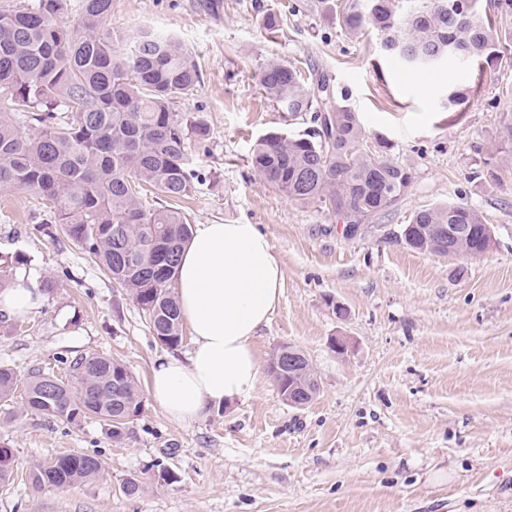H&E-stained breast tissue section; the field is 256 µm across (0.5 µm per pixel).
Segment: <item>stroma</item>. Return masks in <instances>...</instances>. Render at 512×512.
Returning a JSON list of instances; mask_svg holds the SVG:
<instances>
[{"mask_svg": "<svg viewBox=\"0 0 512 512\" xmlns=\"http://www.w3.org/2000/svg\"><path fill=\"white\" fill-rule=\"evenodd\" d=\"M309 2L112 0L109 28L170 34L199 67L195 91L173 109L203 115L209 134L188 142L198 178L177 208L195 227L257 225L281 261L282 293L253 341L256 391L175 422L148 379L156 359L187 354L190 332L159 344L147 314L78 245L47 235L45 200L0 196V254H21L33 284L56 283L29 316L0 318V363L23 380L39 368L65 374V359L95 352L124 363L144 392L118 441L99 420L50 419L18 396L0 407V446L13 461L0 512H512V176H475L512 117V40L493 65L450 59L402 74L375 36L349 37ZM269 10L278 29L262 23ZM272 61L324 73L368 145L383 141L413 173L403 200L355 236L343 216L292 203L249 162L260 136L311 126L262 93ZM454 84L472 89L460 109L447 101ZM448 203L476 209L495 232L461 279L455 260L400 238L415 211ZM282 344L303 351L317 377L305 407L288 406L266 370ZM76 452L99 456L100 475L64 489L32 483L35 465ZM132 478L143 485L135 497L122 490Z\"/></svg>", "mask_w": 512, "mask_h": 512, "instance_id": "stroma-1", "label": "stroma"}]
</instances>
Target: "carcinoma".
Wrapping results in <instances>:
<instances>
[{"label": "carcinoma", "mask_w": 512, "mask_h": 512, "mask_svg": "<svg viewBox=\"0 0 512 512\" xmlns=\"http://www.w3.org/2000/svg\"><path fill=\"white\" fill-rule=\"evenodd\" d=\"M336 22L356 38L367 30L404 46L390 55L414 73L406 55H438L452 47L463 57H496L512 32L477 17L476 0H321ZM63 0H38L34 8L0 12V194L28 189L53 203L54 223L148 313L154 335L174 347L182 318L171 291L181 247L193 234L172 207L146 209L144 185L168 199L192 191L196 169L187 140L208 127L200 116L173 111L175 99L199 81L192 53L169 35L144 29L132 38L106 29L112 0H83L79 23L59 21ZM265 97L292 115L310 114L303 134L269 132L256 140L252 168L288 199L341 213L351 224L393 208L412 185V172L365 147L359 117L347 95L319 74L304 77L284 62L259 73ZM31 127L32 133L23 128ZM512 156V118L497 129L486 174L500 180L503 157ZM466 224L471 236L448 253L447 228ZM412 249L475 258L493 241L478 211L464 204L417 210L402 230ZM69 374L29 375L23 407L77 425L103 422L119 440L143 408L127 367L88 353L72 359ZM16 371L0 364V402L12 400ZM103 469L96 455L66 454L30 473L40 486L65 488Z\"/></svg>", "instance_id": "carcinoma-1"}]
</instances>
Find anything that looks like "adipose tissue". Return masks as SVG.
Wrapping results in <instances>:
<instances>
[{
    "mask_svg": "<svg viewBox=\"0 0 512 512\" xmlns=\"http://www.w3.org/2000/svg\"><path fill=\"white\" fill-rule=\"evenodd\" d=\"M284 279L271 241L253 224H204L184 244L174 267L176 299L189 325L187 357L153 366L149 391L165 413L190 423L212 405L249 396L260 367L252 342L276 308ZM41 295L16 278L0 290V311L24 317Z\"/></svg>",
    "mask_w": 512,
    "mask_h": 512,
    "instance_id": "1",
    "label": "adipose tissue"
}]
</instances>
